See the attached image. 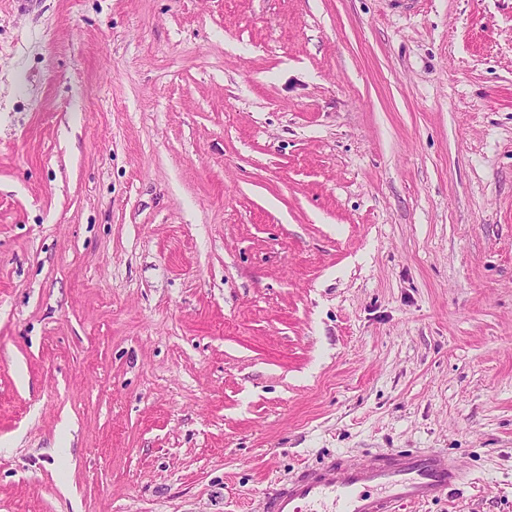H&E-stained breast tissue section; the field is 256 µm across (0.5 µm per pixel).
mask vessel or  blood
Listing matches in <instances>:
<instances>
[{
	"mask_svg": "<svg viewBox=\"0 0 512 512\" xmlns=\"http://www.w3.org/2000/svg\"><path fill=\"white\" fill-rule=\"evenodd\" d=\"M465 482L447 453L387 451L361 463L328 459L268 495L264 512H400L444 499Z\"/></svg>",
	"mask_w": 512,
	"mask_h": 512,
	"instance_id": "1",
	"label": "vessel or blood"
}]
</instances>
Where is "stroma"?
Here are the masks:
<instances>
[{"label": "stroma", "instance_id": "35a3bbf8", "mask_svg": "<svg viewBox=\"0 0 512 512\" xmlns=\"http://www.w3.org/2000/svg\"><path fill=\"white\" fill-rule=\"evenodd\" d=\"M431 448L512 512V0H0V512Z\"/></svg>", "mask_w": 512, "mask_h": 512}]
</instances>
